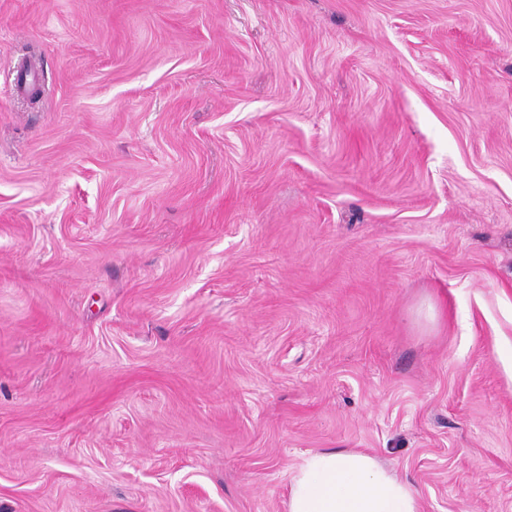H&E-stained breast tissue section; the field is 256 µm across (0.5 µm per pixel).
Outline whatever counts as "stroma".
<instances>
[{
  "instance_id": "35a3bbf8",
  "label": "stroma",
  "mask_w": 512,
  "mask_h": 512,
  "mask_svg": "<svg viewBox=\"0 0 512 512\" xmlns=\"http://www.w3.org/2000/svg\"><path fill=\"white\" fill-rule=\"evenodd\" d=\"M511 363L512 0H0V512H512ZM285 512H420L411 486L365 453L306 454L290 475Z\"/></svg>"
}]
</instances>
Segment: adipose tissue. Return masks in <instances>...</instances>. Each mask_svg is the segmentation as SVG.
I'll use <instances>...</instances> for the list:
<instances>
[{
  "mask_svg": "<svg viewBox=\"0 0 512 512\" xmlns=\"http://www.w3.org/2000/svg\"><path fill=\"white\" fill-rule=\"evenodd\" d=\"M285 512H420L411 486L365 453L306 454L290 475Z\"/></svg>",
  "mask_w": 512,
  "mask_h": 512,
  "instance_id": "adipose-tissue-1",
  "label": "adipose tissue"
}]
</instances>
